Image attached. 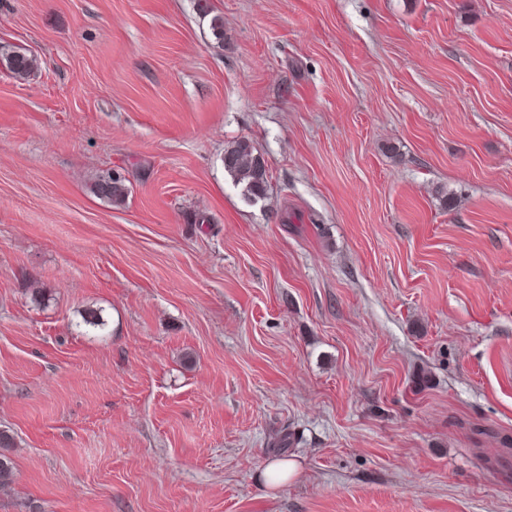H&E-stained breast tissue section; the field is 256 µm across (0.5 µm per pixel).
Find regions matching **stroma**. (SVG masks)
I'll list each match as a JSON object with an SVG mask.
<instances>
[{
    "instance_id": "35a3bbf8",
    "label": "stroma",
    "mask_w": 512,
    "mask_h": 512,
    "mask_svg": "<svg viewBox=\"0 0 512 512\" xmlns=\"http://www.w3.org/2000/svg\"><path fill=\"white\" fill-rule=\"evenodd\" d=\"M211 3L0 0V512H512V0ZM3 66L16 78H26L34 70V60L28 52L16 47L8 52H3L1 57ZM247 139H239L224 148V171L244 187L248 199L264 198L268 188L265 160ZM127 179L118 171L108 170L98 174L91 183L92 193L102 200L120 205L129 195Z\"/></svg>"
}]
</instances>
